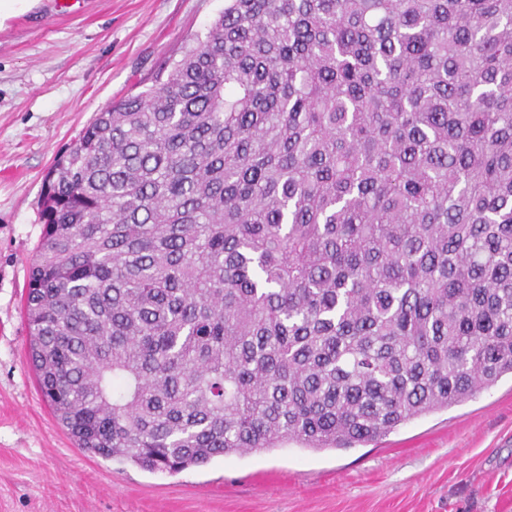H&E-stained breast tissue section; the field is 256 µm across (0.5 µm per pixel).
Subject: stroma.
I'll list each match as a JSON object with an SVG mask.
<instances>
[{"instance_id":"obj_1","label":"stroma","mask_w":512,"mask_h":512,"mask_svg":"<svg viewBox=\"0 0 512 512\" xmlns=\"http://www.w3.org/2000/svg\"><path fill=\"white\" fill-rule=\"evenodd\" d=\"M224 0H48L0 21V512H512V377L351 448L288 443L177 473L83 453L28 360L23 294L55 155L150 87Z\"/></svg>"}]
</instances>
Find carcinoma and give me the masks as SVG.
Instances as JSON below:
<instances>
[{
    "label": "carcinoma",
    "mask_w": 512,
    "mask_h": 512,
    "mask_svg": "<svg viewBox=\"0 0 512 512\" xmlns=\"http://www.w3.org/2000/svg\"><path fill=\"white\" fill-rule=\"evenodd\" d=\"M53 160L24 298L79 450L350 448L512 375V0H225Z\"/></svg>",
    "instance_id": "carcinoma-1"
}]
</instances>
